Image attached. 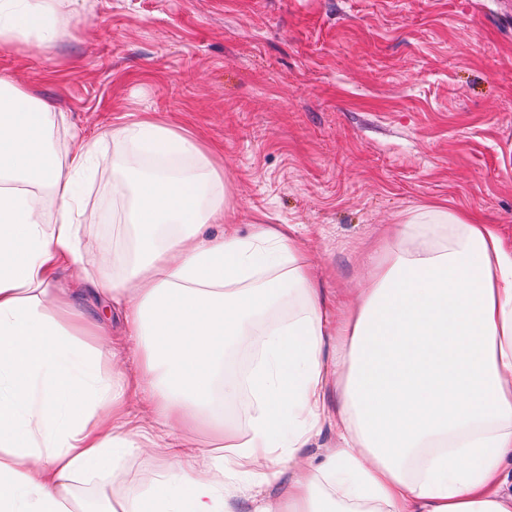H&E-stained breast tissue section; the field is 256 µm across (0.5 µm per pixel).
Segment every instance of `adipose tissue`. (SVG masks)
Returning <instances> with one entry per match:
<instances>
[{"label":"adipose tissue","mask_w":512,"mask_h":512,"mask_svg":"<svg viewBox=\"0 0 512 512\" xmlns=\"http://www.w3.org/2000/svg\"><path fill=\"white\" fill-rule=\"evenodd\" d=\"M60 10L0 0V44L55 36ZM57 124L0 77V512H512V247L497 225L413 209L336 299L290 226L226 223L197 140L120 126L128 240L96 287L129 356L54 284L83 269L99 164L83 140L56 155ZM326 430L333 446L308 455ZM141 456L157 466L114 490Z\"/></svg>","instance_id":"ef3b65f1"}]
</instances>
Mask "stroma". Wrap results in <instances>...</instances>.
<instances>
[{"instance_id": "35a3bbf8", "label": "stroma", "mask_w": 512, "mask_h": 512, "mask_svg": "<svg viewBox=\"0 0 512 512\" xmlns=\"http://www.w3.org/2000/svg\"><path fill=\"white\" fill-rule=\"evenodd\" d=\"M64 35L0 45V76L90 140L88 273L112 272V131L139 118L219 149L241 226L288 224L330 283L431 203L512 243V0H67Z\"/></svg>"}]
</instances>
